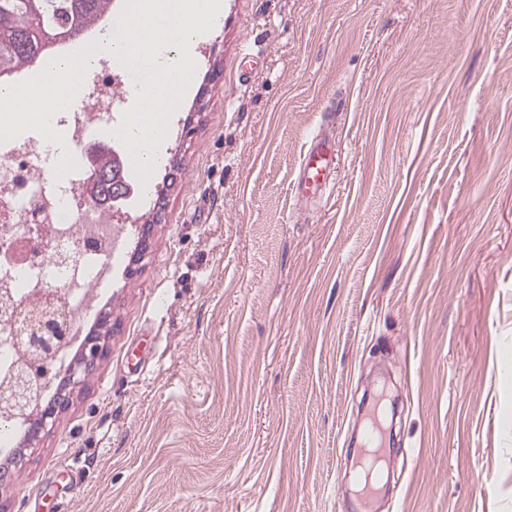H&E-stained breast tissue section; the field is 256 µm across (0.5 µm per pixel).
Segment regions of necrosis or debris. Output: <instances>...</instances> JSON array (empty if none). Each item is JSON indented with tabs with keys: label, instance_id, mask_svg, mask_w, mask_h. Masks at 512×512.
<instances>
[{
	"label": "necrosis or debris",
	"instance_id": "necrosis-or-debris-1",
	"mask_svg": "<svg viewBox=\"0 0 512 512\" xmlns=\"http://www.w3.org/2000/svg\"><path fill=\"white\" fill-rule=\"evenodd\" d=\"M79 95V109L56 116L77 149L121 120L125 97L115 89L110 59H100ZM53 171L39 139L0 143V300H23L31 309L54 304L75 330L95 309L97 288L112 278L122 227L110 210L87 202L84 168L60 179ZM33 237L42 243L35 257L26 247Z\"/></svg>",
	"mask_w": 512,
	"mask_h": 512
}]
</instances>
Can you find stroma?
<instances>
[{"mask_svg":"<svg viewBox=\"0 0 512 512\" xmlns=\"http://www.w3.org/2000/svg\"><path fill=\"white\" fill-rule=\"evenodd\" d=\"M102 354L0 512H512V0H224ZM326 187H299L315 136Z\"/></svg>","mask_w":512,"mask_h":512,"instance_id":"35a3bbf8","label":"stroma"}]
</instances>
